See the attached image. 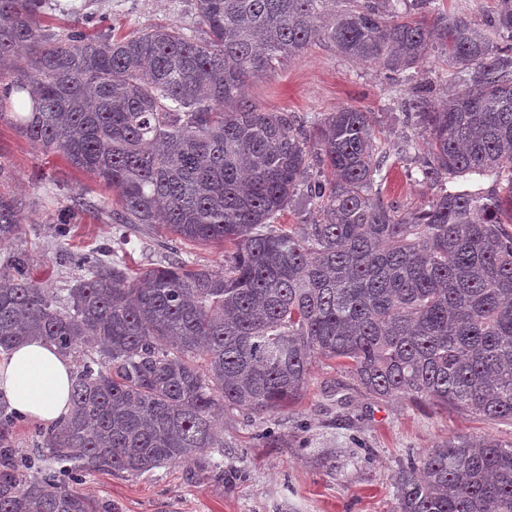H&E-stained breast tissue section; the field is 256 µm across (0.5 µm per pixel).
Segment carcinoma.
Listing matches in <instances>:
<instances>
[{"label": "carcinoma", "instance_id": "cac0c4a2", "mask_svg": "<svg viewBox=\"0 0 512 512\" xmlns=\"http://www.w3.org/2000/svg\"><path fill=\"white\" fill-rule=\"evenodd\" d=\"M94 0L43 24L52 0H0V112L23 137L116 192L115 224H160L224 246V267L173 256L138 277L77 257L67 294L0 264V350L40 337L73 358L71 413L39 430L29 479L0 405V512H112L69 483L172 463L221 468L217 411L296 403L316 358L365 392L512 422V0L476 23L413 17L408 0H196L192 27L115 38ZM325 42L393 72L437 43L448 103L407 113L428 134L427 207L382 195L373 113L346 106L307 131L244 97L248 78ZM493 179L488 189L454 178ZM59 235L86 203L68 187ZM313 206L311 223L280 224ZM19 203L0 193V246ZM399 512H512V442L454 435L394 483Z\"/></svg>", "mask_w": 512, "mask_h": 512}]
</instances>
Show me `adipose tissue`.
<instances>
[{
    "instance_id": "1",
    "label": "adipose tissue",
    "mask_w": 512,
    "mask_h": 512,
    "mask_svg": "<svg viewBox=\"0 0 512 512\" xmlns=\"http://www.w3.org/2000/svg\"><path fill=\"white\" fill-rule=\"evenodd\" d=\"M74 370L70 356L41 339H29L0 354V402L45 426L61 424L70 412Z\"/></svg>"
}]
</instances>
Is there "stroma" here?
<instances>
[{
    "label": "stroma",
    "instance_id": "stroma-1",
    "mask_svg": "<svg viewBox=\"0 0 512 512\" xmlns=\"http://www.w3.org/2000/svg\"><path fill=\"white\" fill-rule=\"evenodd\" d=\"M195 0H100L112 31L128 35L156 25L189 27ZM246 97L270 112H292L305 128L327 113L354 106L376 116L375 130L391 154L383 184L386 202L400 212L424 208L428 187L408 177L404 140L418 138L403 119L413 101L408 82L393 80L377 62L351 61L323 43L251 79ZM86 187L93 208L81 214L67 237L56 234L66 198L56 180ZM0 191L19 199L22 233L13 243L44 287L64 288L81 276L75 257L119 255L131 268H148L170 255L171 237L160 226L127 230L109 223L116 197L89 174L71 169L0 121ZM222 470L202 472L167 465L138 478L86 475L78 492L113 505L115 512H397L394 479L427 449L455 434L512 441V425L455 408L379 400L346 373L314 362L308 386L289 408L263 415L223 414Z\"/></svg>",
    "mask_w": 512,
    "mask_h": 512
}]
</instances>
